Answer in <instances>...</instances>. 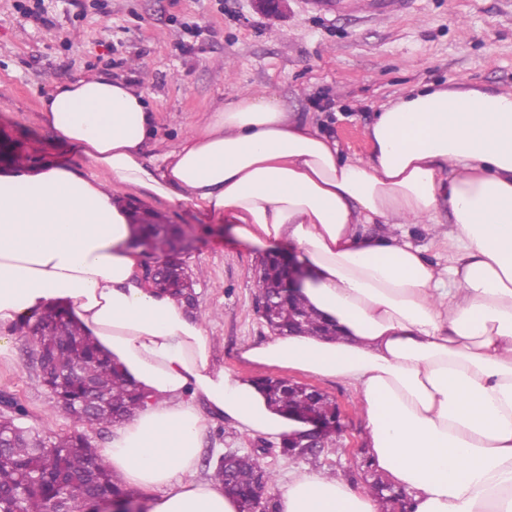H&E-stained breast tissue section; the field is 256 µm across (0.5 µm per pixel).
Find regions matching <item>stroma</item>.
Masks as SVG:
<instances>
[{
  "label": "stroma",
  "mask_w": 512,
  "mask_h": 512,
  "mask_svg": "<svg viewBox=\"0 0 512 512\" xmlns=\"http://www.w3.org/2000/svg\"><path fill=\"white\" fill-rule=\"evenodd\" d=\"M0 0V137L16 141L32 168L65 166L93 178L98 171L41 118L40 98L53 83L101 72L136 82L160 116L166 148L220 104L242 94L275 98L286 111L320 122L347 155L370 150L366 128L381 106L415 87L465 83L512 91V0H412L397 17L322 8L288 0L272 16L255 0ZM125 204L181 225L193 246L180 253L195 280V317L203 320L217 359L244 375V346L271 331L255 308L253 270L264 248L239 241L229 224L189 205L126 191ZM31 339L20 336L0 361V396L22 404L26 426L65 435L73 423L37 382ZM317 387L346 414V431L319 455L291 458L273 438L254 437L217 421L199 462L200 476L223 451L263 449L277 479L321 472L355 488L371 474L364 464L366 429L355 388L338 380L291 373Z\"/></svg>",
  "instance_id": "stroma-1"
}]
</instances>
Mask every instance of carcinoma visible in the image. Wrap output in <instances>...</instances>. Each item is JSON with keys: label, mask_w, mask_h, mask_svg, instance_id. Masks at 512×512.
Here are the masks:
<instances>
[{"label": "carcinoma", "mask_w": 512, "mask_h": 512, "mask_svg": "<svg viewBox=\"0 0 512 512\" xmlns=\"http://www.w3.org/2000/svg\"><path fill=\"white\" fill-rule=\"evenodd\" d=\"M135 239L133 246L158 248L165 241L184 237L185 231L176 224H168L151 212H135ZM168 271V288L165 292L177 300L188 303L193 279L183 276V263L173 254L160 256ZM302 319L296 320V312ZM281 326L298 334L334 336L336 330L325 323L299 298L283 304L279 310ZM18 335L31 336L35 342L32 361L38 355H49L62 368L76 362L83 371L104 390L107 408L98 416L96 425L106 427L135 413L144 394L128 381L112 361L102 355L95 342L87 336L81 325L71 321L58 307L45 310L38 320L17 327ZM270 401L297 417L312 416L322 420L332 415V402L325 396L307 397L292 388L286 379H265ZM83 396L82 379L74 376L63 386L62 396H53L55 407L77 425L83 424L78 406ZM3 403L11 409V416L0 423V430L13 434L17 447L0 448V512H58L60 506L75 498H82L89 512H95L99 498L117 502L132 499L112 481L111 468L104 456L92 447L86 434L75 430L69 435L53 436L23 427L16 419L26 416L16 400L4 397ZM261 454L253 451L236 456L232 462V476H227L224 464L213 467L212 477L224 484L227 491L241 503V512L253 508L251 491L255 476L265 475L267 482L273 475L260 462ZM385 484L377 476L368 484V491L378 498L385 512H406L398 506L396 498L384 493Z\"/></svg>", "instance_id": "carcinoma-1"}]
</instances>
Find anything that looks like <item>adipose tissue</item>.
I'll use <instances>...</instances> for the list:
<instances>
[{"label":"adipose tissue","instance_id":"1","mask_svg":"<svg viewBox=\"0 0 512 512\" xmlns=\"http://www.w3.org/2000/svg\"><path fill=\"white\" fill-rule=\"evenodd\" d=\"M42 114L109 180L21 165L0 175V356L16 324L60 305L147 393L112 429L114 483L147 496L149 512H240L198 475L209 418L268 438L308 429L214 363L202 321L141 281L130 211L113 201L126 186L222 216L242 241L291 246L305 305L338 334L275 335L241 357L354 386L368 464L412 512H512V92L409 91L377 112L364 157L252 94L161 151L144 92L106 74L55 84ZM412 224L433 225L428 245ZM431 245L444 261L427 258ZM274 510L378 504L305 472L280 484Z\"/></svg>","mask_w":512,"mask_h":512}]
</instances>
